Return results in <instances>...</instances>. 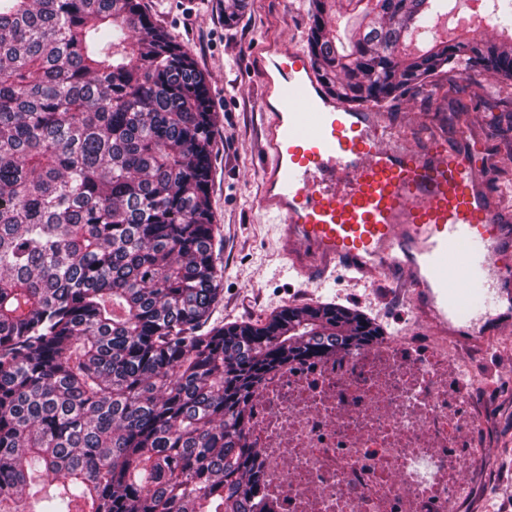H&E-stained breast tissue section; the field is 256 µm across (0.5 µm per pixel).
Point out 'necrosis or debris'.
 Segmentation results:
<instances>
[{
    "label": "necrosis or debris",
    "instance_id": "4bbe7bcc",
    "mask_svg": "<svg viewBox=\"0 0 512 512\" xmlns=\"http://www.w3.org/2000/svg\"><path fill=\"white\" fill-rule=\"evenodd\" d=\"M476 387L424 331L271 374L247 426L268 512H464L493 447Z\"/></svg>",
    "mask_w": 512,
    "mask_h": 512
}]
</instances>
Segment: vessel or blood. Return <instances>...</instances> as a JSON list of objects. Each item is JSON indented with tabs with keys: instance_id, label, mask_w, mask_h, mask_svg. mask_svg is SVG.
Listing matches in <instances>:
<instances>
[{
	"instance_id": "vessel-or-blood-1",
	"label": "vessel or blood",
	"mask_w": 512,
	"mask_h": 512,
	"mask_svg": "<svg viewBox=\"0 0 512 512\" xmlns=\"http://www.w3.org/2000/svg\"><path fill=\"white\" fill-rule=\"evenodd\" d=\"M260 208L297 277L403 279L413 313L459 340L512 325V207L472 150L428 136L410 148L377 108L353 110L309 56L261 46Z\"/></svg>"
}]
</instances>
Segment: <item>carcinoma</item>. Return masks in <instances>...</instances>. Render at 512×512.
I'll use <instances>...</instances> for the list:
<instances>
[{"mask_svg":"<svg viewBox=\"0 0 512 512\" xmlns=\"http://www.w3.org/2000/svg\"><path fill=\"white\" fill-rule=\"evenodd\" d=\"M451 3L310 0L320 82L360 106L462 59L512 79V43L409 51ZM214 135L143 0H0V512H253L261 378L380 336L331 305L207 326Z\"/></svg>","mask_w":512,"mask_h":512,"instance_id":"cac0c4a2","label":"carcinoma"}]
</instances>
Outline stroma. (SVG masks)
<instances>
[{
  "instance_id": "obj_1",
  "label": "stroma",
  "mask_w": 512,
  "mask_h": 512,
  "mask_svg": "<svg viewBox=\"0 0 512 512\" xmlns=\"http://www.w3.org/2000/svg\"><path fill=\"white\" fill-rule=\"evenodd\" d=\"M145 6L204 74L216 115L210 200L219 229L224 292L214 320L261 324L288 306L330 304L360 313L387 336L418 330L401 289L387 296L340 274L323 285L292 277L272 222L259 207L261 80L250 51L273 38L285 47L306 49L308 0H249L248 9L230 25L218 24L217 0H145ZM203 38L211 44L202 51L198 43ZM382 112L387 125L414 147L422 146L429 132L451 143L466 133L470 142L482 146L476 159L493 156L497 188L512 196V157L507 154L512 148V80L476 71L466 79L457 72L442 74L422 89L387 102ZM485 423L496 436L488 466L508 470L509 476L495 482L483 479L486 465L472 463L473 512H492L494 500L512 491V407L490 413Z\"/></svg>"
}]
</instances>
